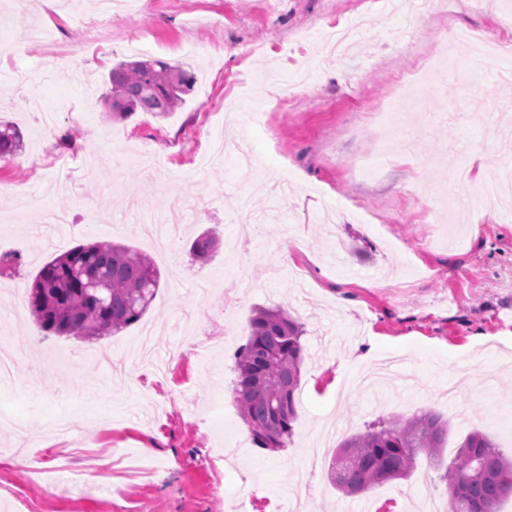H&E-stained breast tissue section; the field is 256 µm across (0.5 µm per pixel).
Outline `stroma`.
<instances>
[{
	"instance_id": "1",
	"label": "stroma",
	"mask_w": 512,
	"mask_h": 512,
	"mask_svg": "<svg viewBox=\"0 0 512 512\" xmlns=\"http://www.w3.org/2000/svg\"><path fill=\"white\" fill-rule=\"evenodd\" d=\"M198 28L137 0L112 29L103 62L40 76L29 29L85 42L52 0L26 15L0 0V120L24 151L0 162V213L19 193L20 265L0 276V337L17 358L0 383V512H420L416 490L447 497L426 459L407 478L355 497L328 464L308 474L314 434L332 443L392 414L448 422L444 461L473 431L512 456V178L498 200L459 191L465 224L412 220L413 194L433 202L434 159L471 174L501 170L512 152V81L421 84L409 112L417 143L384 142L372 119L396 75L419 67L459 28L512 40V0H428L407 17L381 0H198ZM160 59L197 80L170 116L112 117L103 95L124 60ZM293 94L287 112L277 96ZM238 131L254 174L214 155ZM80 167L74 192L50 184L49 163ZM69 212L72 224L41 223ZM218 244L190 251L204 231ZM345 241L346 268L332 256ZM118 242L147 255L161 280L148 312L97 339L57 336L27 297L39 269L80 244ZM283 306L304 325L299 418L288 447L255 446L234 401L235 361L255 307ZM31 463L18 465L20 455Z\"/></svg>"
}]
</instances>
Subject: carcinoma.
<instances>
[{
  "mask_svg": "<svg viewBox=\"0 0 512 512\" xmlns=\"http://www.w3.org/2000/svg\"><path fill=\"white\" fill-rule=\"evenodd\" d=\"M195 74L161 60L122 62L112 68L104 96L112 115L140 110L165 117L183 102ZM23 147L21 132L0 123V160L10 161ZM216 246L209 232L191 244L208 258ZM159 274L150 258L110 242L78 245L47 262L28 294V307L45 331L99 338L138 322L153 302ZM303 324L281 306L258 307L249 320L246 345L237 357L234 400L253 442L260 448L288 447L298 419L296 391L303 363ZM448 422L433 412L388 416L345 438L331 461L330 479L348 495L374 484L409 477L416 458L438 460ZM448 487V512H497L512 498V458L479 431L462 441L440 475Z\"/></svg>",
  "mask_w": 512,
  "mask_h": 512,
  "instance_id": "cac0c4a2",
  "label": "carcinoma"
}]
</instances>
